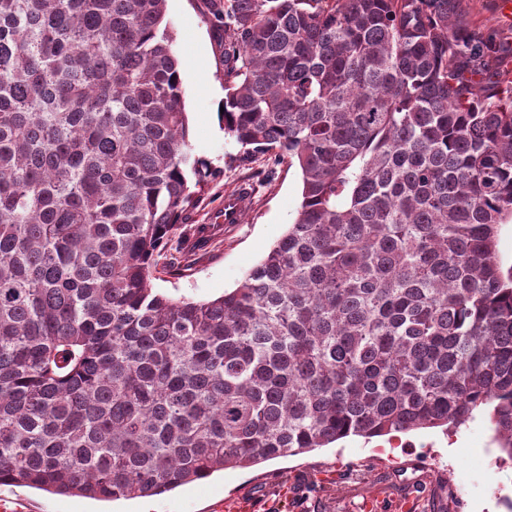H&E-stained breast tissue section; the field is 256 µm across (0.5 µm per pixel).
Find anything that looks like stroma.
Segmentation results:
<instances>
[{
	"instance_id": "1",
	"label": "stroma",
	"mask_w": 512,
	"mask_h": 512,
	"mask_svg": "<svg viewBox=\"0 0 512 512\" xmlns=\"http://www.w3.org/2000/svg\"><path fill=\"white\" fill-rule=\"evenodd\" d=\"M201 0H168L166 19L188 115L192 153L216 175L205 185L181 230L211 227L182 275L156 273L154 288L167 296L208 301L238 286L286 232L301 202L297 167L258 154L240 162V148L225 137L218 112L224 100V48L203 13ZM468 28L484 34L512 31V15L499 0H461ZM252 196L241 224H223L224 198L240 185ZM397 498L419 495L421 512H507L512 502V464L501 451L487 415L449 431L439 428L391 437H351L327 448L251 468H228L174 491L146 498L101 502L28 487H0L6 512H223L245 495L270 512H359L366 493Z\"/></svg>"
}]
</instances>
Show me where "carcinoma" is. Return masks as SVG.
Returning <instances> with one entry per match:
<instances>
[{"label": "carcinoma", "mask_w": 512, "mask_h": 512, "mask_svg": "<svg viewBox=\"0 0 512 512\" xmlns=\"http://www.w3.org/2000/svg\"><path fill=\"white\" fill-rule=\"evenodd\" d=\"M460 0H204L224 133L287 232L173 299L190 153L167 0H0V486L153 496L488 413L512 460V85Z\"/></svg>", "instance_id": "cac0c4a2"}]
</instances>
